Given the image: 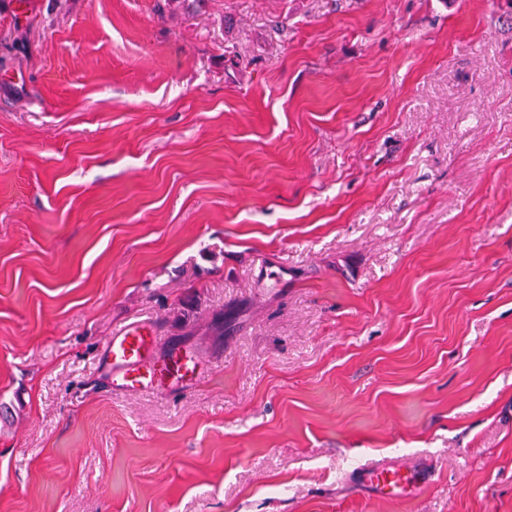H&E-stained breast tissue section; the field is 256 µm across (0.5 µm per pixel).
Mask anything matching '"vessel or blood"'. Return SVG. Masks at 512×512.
Instances as JSON below:
<instances>
[{"label":"vessel or blood","mask_w":512,"mask_h":512,"mask_svg":"<svg viewBox=\"0 0 512 512\" xmlns=\"http://www.w3.org/2000/svg\"><path fill=\"white\" fill-rule=\"evenodd\" d=\"M157 338L149 325L131 323L106 340L103 361L112 373V388L119 392H143L163 387L167 381L192 382L199 360L190 351L174 349L156 358ZM363 484L381 493L407 498L423 481L419 471L394 464L376 465L361 474Z\"/></svg>","instance_id":"1"}]
</instances>
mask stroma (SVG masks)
Listing matches in <instances>:
<instances>
[{
	"instance_id": "obj_1",
	"label": "stroma",
	"mask_w": 512,
	"mask_h": 512,
	"mask_svg": "<svg viewBox=\"0 0 512 512\" xmlns=\"http://www.w3.org/2000/svg\"><path fill=\"white\" fill-rule=\"evenodd\" d=\"M0 512H512V0H0ZM157 338L143 323H130L106 340L103 362L112 372V390L143 392L167 381L189 383L199 374V359L188 350L173 349L162 360L155 357ZM361 480L365 486L380 493L408 498L423 482V475L417 470L388 464L365 469L361 474Z\"/></svg>"
}]
</instances>
